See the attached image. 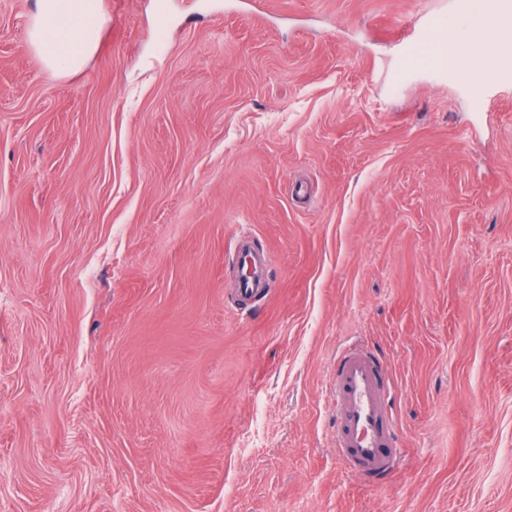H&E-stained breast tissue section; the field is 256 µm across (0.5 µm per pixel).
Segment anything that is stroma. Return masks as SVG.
<instances>
[{"instance_id": "35a3bbf8", "label": "stroma", "mask_w": 512, "mask_h": 512, "mask_svg": "<svg viewBox=\"0 0 512 512\" xmlns=\"http://www.w3.org/2000/svg\"><path fill=\"white\" fill-rule=\"evenodd\" d=\"M0 0V512H512V79L409 62L462 0ZM248 225L270 292L238 309ZM361 341L403 457L349 473ZM102 22L100 0H40L29 41L47 66L77 70L95 49L93 33Z\"/></svg>"}]
</instances>
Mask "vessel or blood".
Instances as JSON below:
<instances>
[{"label": "vessel or blood", "instance_id": "vessel-or-blood-1", "mask_svg": "<svg viewBox=\"0 0 512 512\" xmlns=\"http://www.w3.org/2000/svg\"><path fill=\"white\" fill-rule=\"evenodd\" d=\"M251 232H239L232 249L243 268L237 294L250 302L272 286L271 258L254 250ZM386 363L361 345L346 348L336 358L330 399L336 433V453L360 475L378 479L388 475L397 455L398 433L390 415L391 393Z\"/></svg>", "mask_w": 512, "mask_h": 512}]
</instances>
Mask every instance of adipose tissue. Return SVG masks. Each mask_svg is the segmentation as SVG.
Returning <instances> with one entry per match:
<instances>
[{"label": "adipose tissue", "instance_id": "1", "mask_svg": "<svg viewBox=\"0 0 512 512\" xmlns=\"http://www.w3.org/2000/svg\"><path fill=\"white\" fill-rule=\"evenodd\" d=\"M102 21L101 0H39L29 41L47 66L73 71L93 52V33Z\"/></svg>", "mask_w": 512, "mask_h": 512}]
</instances>
